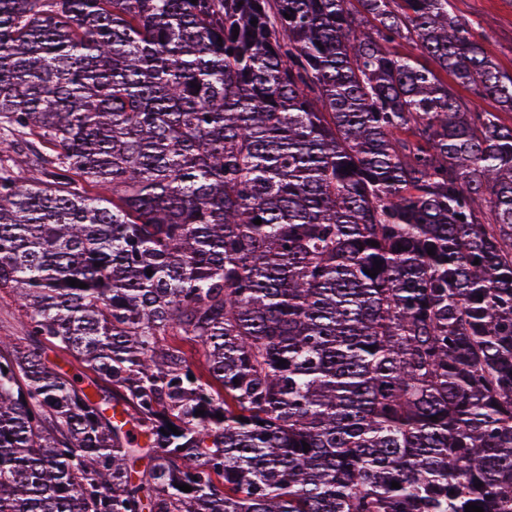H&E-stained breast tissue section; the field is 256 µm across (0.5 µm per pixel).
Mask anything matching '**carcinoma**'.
<instances>
[{
    "mask_svg": "<svg viewBox=\"0 0 512 512\" xmlns=\"http://www.w3.org/2000/svg\"><path fill=\"white\" fill-rule=\"evenodd\" d=\"M486 97L451 0H0V512H512Z\"/></svg>",
    "mask_w": 512,
    "mask_h": 512,
    "instance_id": "carcinoma-1",
    "label": "carcinoma"
}]
</instances>
